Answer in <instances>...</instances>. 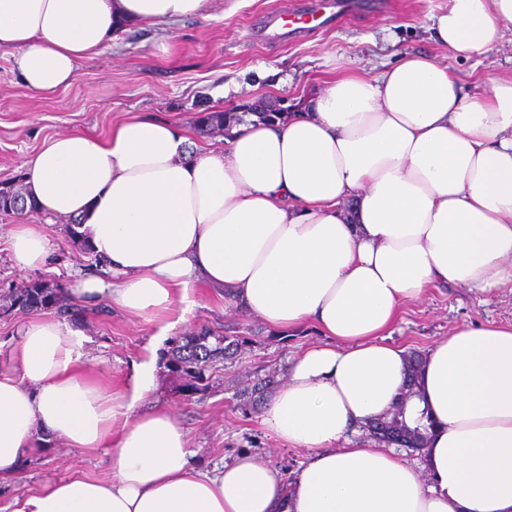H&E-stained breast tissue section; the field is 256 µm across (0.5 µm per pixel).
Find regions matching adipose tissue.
Returning a JSON list of instances; mask_svg holds the SVG:
<instances>
[{
  "mask_svg": "<svg viewBox=\"0 0 512 512\" xmlns=\"http://www.w3.org/2000/svg\"><path fill=\"white\" fill-rule=\"evenodd\" d=\"M210 3L0 0V49L17 50L31 91L51 93L123 22L165 31L208 18ZM511 25L512 0H447L432 30L472 60ZM23 169L39 212L81 217L112 274L78 295L151 320L177 303L192 313L195 289L211 288L279 333L311 324L326 341L294 357L262 414L308 453L288 482L247 453L201 465L175 415L136 408L154 365L132 393L112 390L83 373L81 330L29 319L18 367L0 370V476L17 473L38 431L111 448L112 474L52 483L11 512H512V324L454 329L426 354L410 406L429 407L438 428L422 469L345 444L400 393L407 353L389 336L403 305L437 283L512 289V75L473 93L435 58L405 54L378 76L336 77L286 122L234 126L217 150L138 117L104 139L49 137ZM8 243L19 269L47 264L40 225H14Z\"/></svg>",
  "mask_w": 512,
  "mask_h": 512,
  "instance_id": "obj_1",
  "label": "adipose tissue"
}]
</instances>
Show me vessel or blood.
<instances>
[{
	"label": "vessel or blood",
	"mask_w": 512,
	"mask_h": 512,
	"mask_svg": "<svg viewBox=\"0 0 512 512\" xmlns=\"http://www.w3.org/2000/svg\"><path fill=\"white\" fill-rule=\"evenodd\" d=\"M384 0H302L293 16L277 12L261 18L256 27L257 36L268 41L298 37L303 23L312 26L329 25L333 20L354 17L385 10Z\"/></svg>",
	"instance_id": "vessel-or-blood-1"
}]
</instances>
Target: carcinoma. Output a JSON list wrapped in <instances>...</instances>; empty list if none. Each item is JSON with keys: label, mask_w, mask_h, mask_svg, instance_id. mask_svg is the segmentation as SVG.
<instances>
[{"label": "carcinoma", "mask_w": 512, "mask_h": 512, "mask_svg": "<svg viewBox=\"0 0 512 512\" xmlns=\"http://www.w3.org/2000/svg\"><path fill=\"white\" fill-rule=\"evenodd\" d=\"M295 110L294 103L279 112H267L260 103L252 105L248 112H226L222 108L209 106L195 113L193 125L197 135L208 137L225 133L232 126L245 121L248 116L262 122L274 123L287 120L289 114ZM17 199L27 201V190L23 184L16 181L0 182V209L6 213L15 212L13 204ZM7 300L5 309L26 313L53 309L61 316L71 317L75 309V303L64 297L62 286L43 281H33L12 290ZM246 342V337L229 341L226 336L207 329L193 335L181 336L171 350L170 371L184 380L182 390L186 395L204 392L210 385V377L206 375L210 364L224 358L226 351ZM408 366L414 371L416 384L408 389H401L392 409L371 419L367 426L371 429L377 422L388 428L400 427L407 434L409 450L421 453L427 448L437 424L426 409L408 415V403L420 397L423 355L410 352Z\"/></svg>", "instance_id": "cac0c4a2"}]
</instances>
